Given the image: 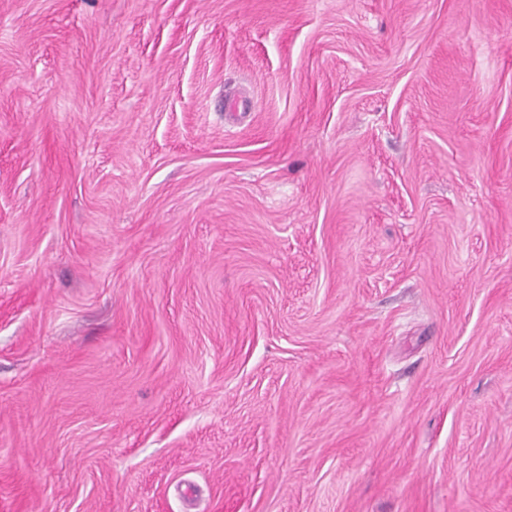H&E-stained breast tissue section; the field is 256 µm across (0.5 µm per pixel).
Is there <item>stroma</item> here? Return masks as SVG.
Wrapping results in <instances>:
<instances>
[{"label": "stroma", "mask_w": 512, "mask_h": 512, "mask_svg": "<svg viewBox=\"0 0 512 512\" xmlns=\"http://www.w3.org/2000/svg\"><path fill=\"white\" fill-rule=\"evenodd\" d=\"M0 512H512V0H0Z\"/></svg>", "instance_id": "1"}]
</instances>
